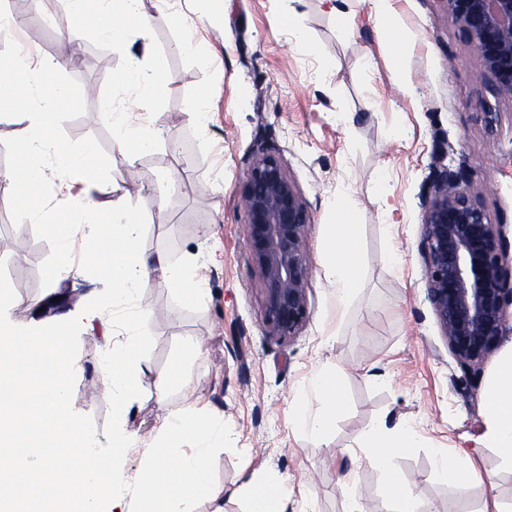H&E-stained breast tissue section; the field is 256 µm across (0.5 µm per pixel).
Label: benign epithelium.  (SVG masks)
Here are the masks:
<instances>
[{"label": "benign epithelium", "mask_w": 512, "mask_h": 512, "mask_svg": "<svg viewBox=\"0 0 512 512\" xmlns=\"http://www.w3.org/2000/svg\"><path fill=\"white\" fill-rule=\"evenodd\" d=\"M496 97L512 100V0H444ZM464 165H442L422 199L418 249L427 299L448 350L479 373L512 332V253L500 225L468 189ZM246 247L263 292V323L281 340L307 321L311 216L281 158L258 147L240 185Z\"/></svg>", "instance_id": "1"}]
</instances>
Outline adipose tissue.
<instances>
[{
  "mask_svg": "<svg viewBox=\"0 0 512 512\" xmlns=\"http://www.w3.org/2000/svg\"><path fill=\"white\" fill-rule=\"evenodd\" d=\"M96 2V10H89L88 2ZM168 0H70L73 28L78 33L94 32L97 38L125 48L129 34L148 24L149 6L167 4ZM61 64L56 60H11L0 64V102L10 101L25 115L28 124L15 148L14 162L0 171V180L11 185L23 203V217L29 224L48 225L59 243L58 260L50 271V281L57 282L69 275L73 267L69 258L71 227L85 221L82 206L84 190L81 183L95 164L92 147L74 149L61 143L55 134L56 109L65 103L69 94L54 75ZM164 58L151 56L149 64L133 62L126 70L114 75L113 84L149 97L157 91L164 73ZM112 127L114 144L121 155L130 156L149 151L156 143L150 124L131 126L126 109L113 108ZM65 174L62 187L72 199L73 206L64 224L50 223L46 205L40 196L50 172ZM97 229L94 245L89 252V264L111 287L113 305L130 302L147 277H154L164 287L178 291L191 303L204 302L207 290L198 275L196 259L175 263L159 256L147 260L138 251L140 221L125 204L113 202L111 208L94 212ZM328 254L326 278L330 283L337 307H345L358 288L363 270L360 261L361 238L359 227L343 221L327 225L325 229ZM311 390L319 397L321 407L310 411L305 396H297L294 403L296 426L312 438L325 437L343 408V397L334 372L324 369L314 373ZM488 424L484 441L500 449L512 459V357L498 366L495 380L483 394ZM417 445L410 426L398 430L385 425L374 428L368 440V459L377 469L390 471L395 455L407 453ZM471 450L460 448L455 452L439 448L434 452L438 475L458 488L483 481L477 470ZM248 502L247 512H287L290 491L277 476L264 478L252 475L241 486Z\"/></svg>",
  "mask_w": 512,
  "mask_h": 512,
  "instance_id": "ef3b65f1",
  "label": "adipose tissue"
}]
</instances>
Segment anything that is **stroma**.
Here are the masks:
<instances>
[{
  "label": "stroma",
  "instance_id": "35a3bbf8",
  "mask_svg": "<svg viewBox=\"0 0 512 512\" xmlns=\"http://www.w3.org/2000/svg\"><path fill=\"white\" fill-rule=\"evenodd\" d=\"M394 6L414 87L409 96L392 79L394 44L368 0H346L355 15L348 31L321 0H224L220 11L211 0H175L171 9H150L146 35H131L128 49L106 40L85 45L79 65L58 71L70 103L57 117V135L96 150L86 200L105 207L124 200L143 226L144 256L211 257L201 269L204 304L186 302L151 278L143 284L139 304L155 344L142 361L141 395L121 421L137 445L123 463L126 480L135 479L138 451L153 444L163 416L192 402L231 428L235 449L220 452L216 462L224 512H246L240 486L247 472L285 479L293 490L290 512H394L386 476L366 457L367 435L380 421L391 428L408 422L417 432V448L397 456L393 471L416 491L423 512H482L491 497L512 512V461L484 446L481 401L499 363L512 356V333L480 376L470 378L426 299L418 251L421 195L440 159L465 161L471 192L512 242V101L494 99L443 0ZM33 10L41 33L29 55L54 57L69 0H0V12L17 18ZM146 44L165 56L166 66L158 93L138 100L111 76ZM204 94L210 120L202 129L190 113ZM483 100L499 114L491 130L479 108ZM108 101L130 108L132 120L149 116L160 133L157 146L129 159L115 152L103 108ZM260 142L280 153L311 215L308 318L299 336L287 340L269 336L262 323L263 292L245 244L239 190ZM346 197L352 201L346 220L362 236L363 277L340 309L323 267L324 227ZM386 201L395 207L389 221L382 214ZM396 248L402 257L395 262ZM57 257L56 239L43 225L25 224L21 201L0 183V258L17 300L8 318L40 326L81 317L72 407L92 415L101 435L108 415L101 356L125 334L107 332L106 313L81 312L103 290L99 279L83 272L49 282ZM54 290L75 295V302L60 312L33 308ZM196 342L202 354L186 364L181 384L159 389L157 374ZM319 369L336 372L346 408L328 435L314 440L288 410ZM437 448L477 449L478 468L493 475L494 487L477 484L460 495L435 470Z\"/></svg>",
  "mask_w": 512,
  "mask_h": 512
}]
</instances>
